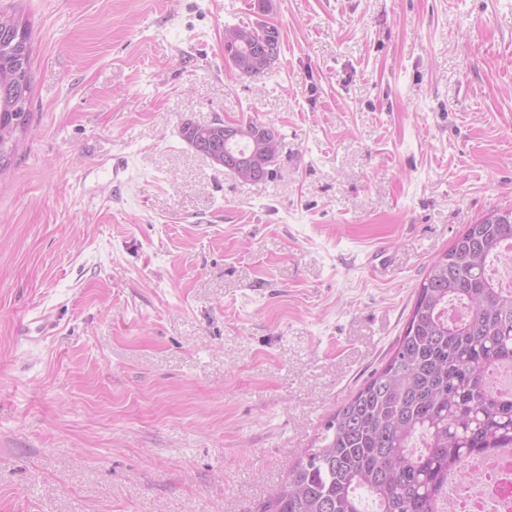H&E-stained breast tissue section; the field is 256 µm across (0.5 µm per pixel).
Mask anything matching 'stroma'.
Here are the masks:
<instances>
[{"label":"stroma","instance_id":"35a3bbf8","mask_svg":"<svg viewBox=\"0 0 512 512\" xmlns=\"http://www.w3.org/2000/svg\"><path fill=\"white\" fill-rule=\"evenodd\" d=\"M0 512H267L433 259L512 208V0H0ZM281 52L246 77L224 30ZM254 119L242 182L180 136ZM1 16L5 21L3 25ZM19 28H22L27 43V50L23 59L18 60L2 55L4 51L19 53L18 41L13 44H9L7 41L0 44L2 52L0 53V171L11 163L16 151L19 135L26 134L27 130H29L31 112L27 109V102L29 105L32 88V53L29 41V27L26 24L20 23L15 16L0 12V42L12 37ZM18 73H21L22 81H11ZM12 93H21L26 96L27 102L23 100L18 101L15 107L16 109H27L26 112H11L5 109L1 112L2 100L5 96H10ZM3 142L13 143L9 153L5 154L2 151L1 145ZM276 50L274 56L266 48ZM280 34L273 25H234L224 30V55L242 75L254 77L267 74L279 57Z\"/></svg>","mask_w":512,"mask_h":512}]
</instances>
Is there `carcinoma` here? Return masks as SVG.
<instances>
[{"label": "carcinoma", "mask_w": 512, "mask_h": 512, "mask_svg": "<svg viewBox=\"0 0 512 512\" xmlns=\"http://www.w3.org/2000/svg\"><path fill=\"white\" fill-rule=\"evenodd\" d=\"M0 17V42L29 27L14 16ZM281 49L273 25L224 29V55L249 77L271 70ZM31 50L23 59L0 54V101L13 93L31 95ZM31 112L0 111V169L14 157ZM183 139L218 163L229 156L265 169L260 149L279 155L274 128L248 120L239 138L224 141L217 128L187 124ZM512 245V209H495L467 226L432 262L402 336L384 366L325 423L319 445L298 458L275 493L274 512H365L363 495L375 512H442L448 475L467 457L512 448V393L497 392L492 379L512 365V289L489 274L490 264ZM466 309L448 317V304Z\"/></svg>", "instance_id": "carcinoma-1"}]
</instances>
